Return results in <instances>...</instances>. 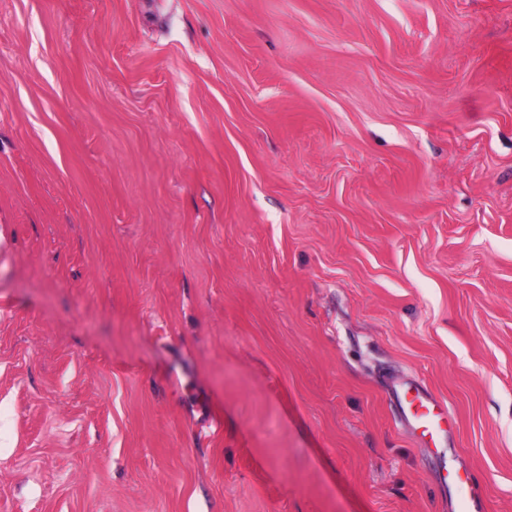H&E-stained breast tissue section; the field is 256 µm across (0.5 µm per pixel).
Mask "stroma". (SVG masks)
Returning <instances> with one entry per match:
<instances>
[{
    "label": "stroma",
    "mask_w": 512,
    "mask_h": 512,
    "mask_svg": "<svg viewBox=\"0 0 512 512\" xmlns=\"http://www.w3.org/2000/svg\"><path fill=\"white\" fill-rule=\"evenodd\" d=\"M473 492L512 512V0H0V512ZM403 416L414 432L434 442L448 433V407L428 396L417 384H405L400 394Z\"/></svg>",
    "instance_id": "35a3bbf8"
}]
</instances>
